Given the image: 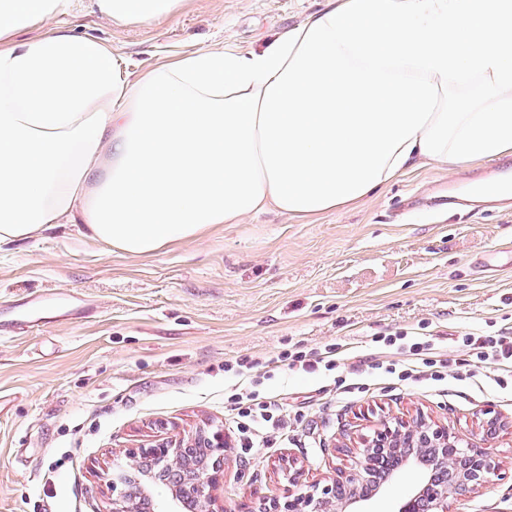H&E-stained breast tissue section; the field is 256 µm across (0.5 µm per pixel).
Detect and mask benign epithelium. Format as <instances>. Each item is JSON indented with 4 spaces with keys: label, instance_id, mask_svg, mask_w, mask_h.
Masks as SVG:
<instances>
[{
    "label": "benign epithelium",
    "instance_id": "7a95c632",
    "mask_svg": "<svg viewBox=\"0 0 512 512\" xmlns=\"http://www.w3.org/2000/svg\"><path fill=\"white\" fill-rule=\"evenodd\" d=\"M448 428L429 422L421 412L404 420L384 419L375 436L363 444L356 469L344 476H336L332 483L321 490L300 492L282 501L278 497L260 503L258 512H362L359 506L370 500L388 481V477L372 475L377 454L375 448H395L409 458L417 448H430L436 454V467L447 463ZM461 453L472 451L478 459L477 467L459 479L464 490L474 491L483 486L495 470V464L484 448L459 446ZM130 456L141 460L139 478L131 480L128 469L117 466L100 474V479L111 489L112 498L108 512H133L135 497L148 495L158 478L166 480L170 497L164 512H179L183 494L189 492L196 498L199 512H216L213 491L219 485L224 470V436L201 430L187 441L182 437H167L143 444L130 451ZM454 489L445 477L434 473L422 479L419 486L408 495L407 502L419 498L432 501L435 512H448V499L454 498Z\"/></svg>",
    "mask_w": 512,
    "mask_h": 512
}]
</instances>
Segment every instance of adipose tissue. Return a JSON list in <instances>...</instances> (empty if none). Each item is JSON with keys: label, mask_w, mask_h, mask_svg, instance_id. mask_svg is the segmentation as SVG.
I'll return each instance as SVG.
<instances>
[{"label": "adipose tissue", "mask_w": 512, "mask_h": 512, "mask_svg": "<svg viewBox=\"0 0 512 512\" xmlns=\"http://www.w3.org/2000/svg\"><path fill=\"white\" fill-rule=\"evenodd\" d=\"M76 2L0 0V246L70 224L142 255L273 209L260 107L308 23L259 53L198 49L130 74L110 45L62 27ZM181 3L89 0L143 25Z\"/></svg>", "instance_id": "1"}]
</instances>
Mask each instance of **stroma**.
Instances as JSON below:
<instances>
[{
	"instance_id": "35a3bbf8",
	"label": "stroma",
	"mask_w": 512,
	"mask_h": 512,
	"mask_svg": "<svg viewBox=\"0 0 512 512\" xmlns=\"http://www.w3.org/2000/svg\"><path fill=\"white\" fill-rule=\"evenodd\" d=\"M327 0H185L153 24L112 23L82 8L63 20L111 44L129 62L229 45L264 49ZM512 170V157L470 167L427 164L356 207L311 222L270 211L215 224L153 255H128L69 226L0 247V323L31 292L51 288L68 322L40 320L0 340V512H107L99 474L153 440L224 435V512L284 498L349 474L362 439L385 415L424 413L459 443L486 448L489 484L448 512H512V390L472 378L455 338L512 328V201L456 211L434 200L437 180ZM432 339L448 378L415 384L371 373L376 336ZM336 347L355 367L345 387L324 371L273 365L298 348ZM268 368L262 389L292 419L272 448L237 445L225 405L237 382L229 364ZM500 428L484 437L482 423ZM301 470L290 483L285 461Z\"/></svg>"
}]
</instances>
